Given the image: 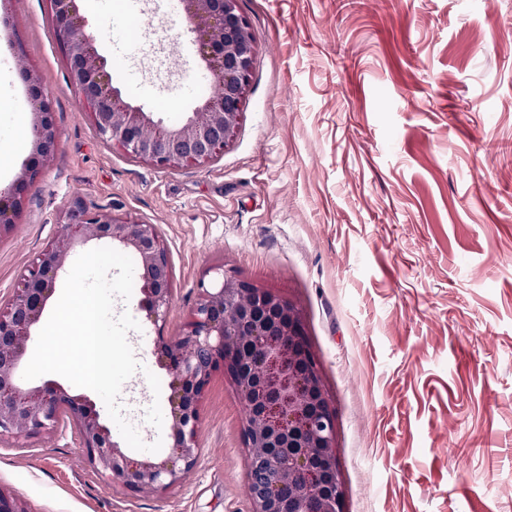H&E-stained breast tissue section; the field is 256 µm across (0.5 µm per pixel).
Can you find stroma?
<instances>
[{
    "label": "stroma",
    "instance_id": "stroma-1",
    "mask_svg": "<svg viewBox=\"0 0 512 512\" xmlns=\"http://www.w3.org/2000/svg\"><path fill=\"white\" fill-rule=\"evenodd\" d=\"M123 99L166 126L208 97L177 0H78ZM256 56L239 130L204 167L160 170L105 143L70 86L47 0H0V144L30 129L24 70L47 93L54 158L0 231V306L71 203L157 225L173 309L156 328L116 301L142 369L119 402L170 456L171 377L213 268L301 311L336 409L343 512H512V0H240ZM160 380L153 392L146 375ZM246 408L215 373L195 467L163 492L113 486L77 428L0 445L20 512H249Z\"/></svg>",
    "mask_w": 512,
    "mask_h": 512
}]
</instances>
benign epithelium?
Wrapping results in <instances>:
<instances>
[{"instance_id":"1","label":"benign epithelium","mask_w":512,"mask_h":512,"mask_svg":"<svg viewBox=\"0 0 512 512\" xmlns=\"http://www.w3.org/2000/svg\"><path fill=\"white\" fill-rule=\"evenodd\" d=\"M238 2L180 0L188 32L219 93L197 106L184 123L159 129L151 113L120 102V91L94 50V37L84 30L76 0H50L70 85L83 99L100 138L160 169L202 166L222 156L241 124L256 52ZM26 83L35 108L32 161L11 189L0 192V231L14 224L22 189L53 159L58 142L39 79L29 71ZM101 240L135 254L143 294L139 307L153 322L166 323L173 303L171 265L157 226L73 203L70 222L25 267L8 303L0 306V442L48 433L65 416L78 427L97 473L142 493L170 488L197 461L200 404L222 367L246 408L250 512H342L336 413L310 352L300 310L272 290L219 272L210 282H200L183 333L159 337L160 363L172 375L168 402L174 438L173 454L160 462L123 454L90 400L53 382L22 390L19 369L31 330L54 294L58 275L77 247Z\"/></svg>"}]
</instances>
